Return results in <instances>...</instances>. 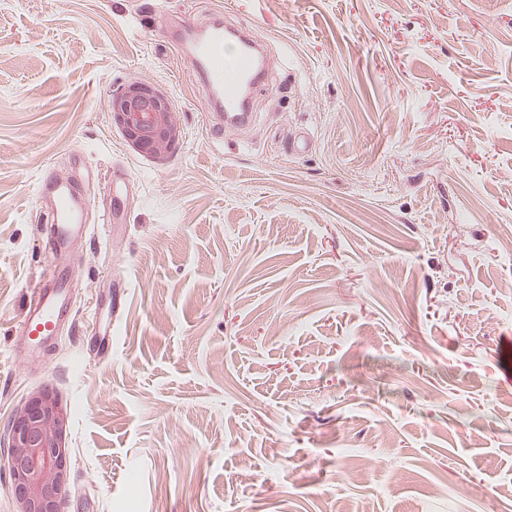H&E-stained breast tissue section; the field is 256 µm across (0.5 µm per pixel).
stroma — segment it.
<instances>
[{"label": "stroma", "mask_w": 512, "mask_h": 512, "mask_svg": "<svg viewBox=\"0 0 512 512\" xmlns=\"http://www.w3.org/2000/svg\"><path fill=\"white\" fill-rule=\"evenodd\" d=\"M218 12L272 49L219 135L163 29ZM131 79L165 163L112 125ZM113 170L28 356L38 184ZM511 239L512 0H0V438L57 393L61 512H512ZM112 125L122 131L138 151L164 161L182 140L179 112L170 100L153 86L131 80L112 91Z\"/></svg>", "instance_id": "obj_1"}]
</instances>
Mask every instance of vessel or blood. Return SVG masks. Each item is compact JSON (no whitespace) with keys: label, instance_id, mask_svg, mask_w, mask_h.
Returning a JSON list of instances; mask_svg holds the SVG:
<instances>
[{"label":"vessel or blood","instance_id":"b4317fda","mask_svg":"<svg viewBox=\"0 0 512 512\" xmlns=\"http://www.w3.org/2000/svg\"><path fill=\"white\" fill-rule=\"evenodd\" d=\"M228 43L236 47L230 59L224 56ZM170 44L201 81L204 111L223 113L228 127L251 120L250 97L266 82L268 69L265 47L249 30L219 18L203 25L182 17ZM39 193L46 204L43 216L50 226L53 260L29 290L21 335L42 342L55 335L69 310L74 271L63 257L71 237L88 232L85 213L91 201L73 194L69 186L48 181L42 182Z\"/></svg>","mask_w":512,"mask_h":512}]
</instances>
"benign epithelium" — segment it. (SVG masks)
I'll list each match as a JSON object with an SVG mask.
<instances>
[{
  "label": "benign epithelium",
  "instance_id": "benign-epithelium-1",
  "mask_svg": "<svg viewBox=\"0 0 512 512\" xmlns=\"http://www.w3.org/2000/svg\"><path fill=\"white\" fill-rule=\"evenodd\" d=\"M112 126L129 144L159 161L182 140L178 112L153 86L128 81L112 91ZM68 412L56 393L42 388L16 412L8 435L7 468L17 512H59V496L69 482L65 434Z\"/></svg>",
  "mask_w": 512,
  "mask_h": 512
}]
</instances>
